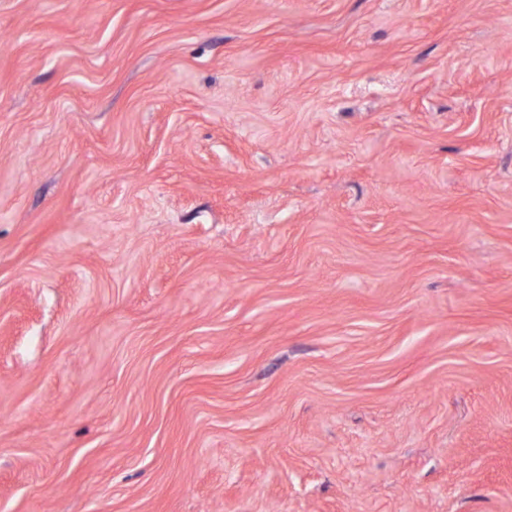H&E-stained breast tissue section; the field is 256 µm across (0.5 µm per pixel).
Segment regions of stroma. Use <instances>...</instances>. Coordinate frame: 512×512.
<instances>
[{"mask_svg":"<svg viewBox=\"0 0 512 512\" xmlns=\"http://www.w3.org/2000/svg\"><path fill=\"white\" fill-rule=\"evenodd\" d=\"M0 512H512V0H0Z\"/></svg>","mask_w":512,"mask_h":512,"instance_id":"stroma-1","label":"stroma"}]
</instances>
